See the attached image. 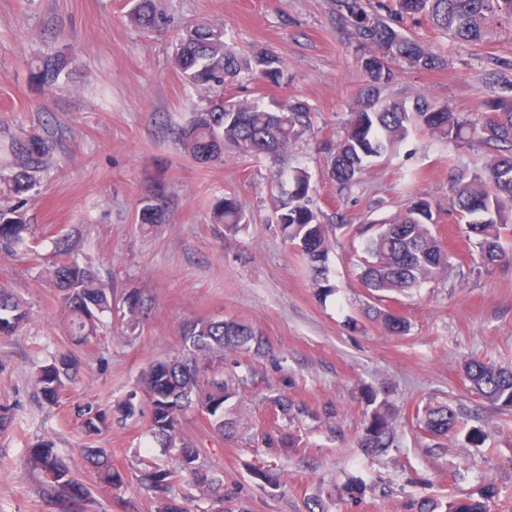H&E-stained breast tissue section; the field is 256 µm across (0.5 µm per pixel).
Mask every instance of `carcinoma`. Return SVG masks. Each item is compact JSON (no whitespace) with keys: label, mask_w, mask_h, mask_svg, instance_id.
I'll return each mask as SVG.
<instances>
[{"label":"carcinoma","mask_w":512,"mask_h":512,"mask_svg":"<svg viewBox=\"0 0 512 512\" xmlns=\"http://www.w3.org/2000/svg\"><path fill=\"white\" fill-rule=\"evenodd\" d=\"M131 21L156 30L166 24L155 0H131ZM503 15L512 17V0H336V23L350 32L359 53L365 85L359 92L335 140L324 141L329 155V176L341 188L351 189L375 162L391 155L414 130H423L450 144H463L475 138L487 145L482 172L471 176L457 172L452 177L453 208L459 223L468 226L480 251V266L490 268L512 262V250L503 240L512 236V70L508 61H491L489 84L501 87L482 103V117L453 112L426 98L412 107L382 97L394 82L395 63L411 70H435L447 60L391 25L395 19L428 22L456 40L480 45L487 25ZM173 64L197 90L214 95L190 120L178 127L174 139L191 158L214 163L224 161V151L235 150L244 157L283 155L305 134L314 131V112L300 99H290L275 108L248 99L224 97V85L241 74H251L264 83L278 86L285 75V62L271 52L245 55L225 39L224 31L204 23L187 25L178 34ZM67 58L57 52L35 60L34 79L43 88L57 86ZM7 181L10 191L21 197L34 191L39 177L53 164L55 142L52 136L30 133L9 142ZM273 214L283 236L313 272L320 291L334 290L330 284L327 258L332 226L313 204L309 173L297 168L278 183ZM168 217V194L163 180L153 181L150 193L141 201L142 224H163ZM218 219L229 229L245 219L237 197L226 196L219 205ZM431 203L419 197L412 205L382 222L362 228L366 235L358 279L373 296L405 293L436 278L449 266L448 253L434 231ZM34 225L20 206H0V252L15 254L34 241ZM74 236L63 234L53 240L57 261L45 270L46 278L58 293L67 316L71 346L81 347L98 336L101 316L112 311V286L87 266L69 259ZM130 326L143 316L145 299L139 292L123 298ZM374 318L396 335L407 331L404 317L386 309L374 310ZM30 320V310L6 282L0 281V335L15 334ZM182 354L157 359L142 373L137 390L112 407H88L82 429L86 436L107 428L112 413L124 417L135 414L138 394L150 407L149 433L161 448L175 451L173 467H160L142 460L135 475L139 487L155 501L156 512H191L193 495L181 491L188 485L215 503L224 504V479L196 469L198 449L184 437L182 418L186 410L207 408L210 429L220 437L236 434L239 421L231 417L232 400L242 383L239 377L224 375V352L245 350L255 357L267 353L264 337L248 324L237 320L198 318L184 324ZM464 374L480 398L503 412L512 411V368L489 361L471 359L464 363ZM81 361L72 350L60 351L50 362L36 367L32 384L38 398L53 406L77 383ZM365 421L358 437L359 446L371 456H380L394 447L397 435L396 407L376 390L364 393ZM271 403L285 420L304 414L283 392ZM424 435L439 441L459 427V411L447 403H427L417 411ZM87 467L96 484L119 490L128 483L127 475L112 466L104 448L84 449ZM25 466L36 477L41 498L51 505L72 504L79 512H95L92 489L59 457L54 443H33ZM257 485L266 493L282 486L281 475L271 469L253 471ZM496 488L485 484L464 497L412 499L416 512H490L489 500Z\"/></svg>","instance_id":"obj_1"}]
</instances>
